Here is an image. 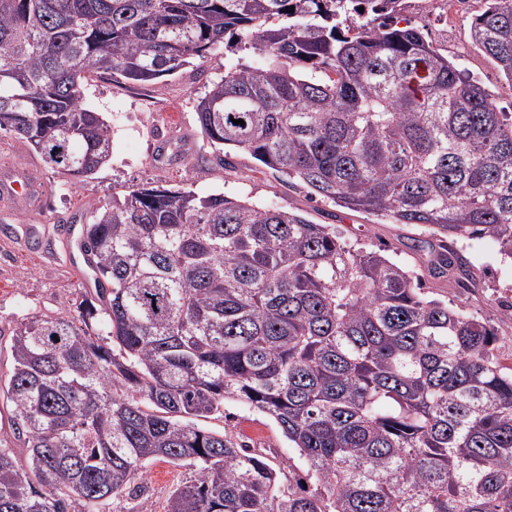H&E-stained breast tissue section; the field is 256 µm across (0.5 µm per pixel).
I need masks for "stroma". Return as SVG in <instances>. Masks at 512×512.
Masks as SVG:
<instances>
[{
    "instance_id": "1",
    "label": "stroma",
    "mask_w": 512,
    "mask_h": 512,
    "mask_svg": "<svg viewBox=\"0 0 512 512\" xmlns=\"http://www.w3.org/2000/svg\"><path fill=\"white\" fill-rule=\"evenodd\" d=\"M484 6V0H403L400 16L491 90L502 111L512 113V84L471 40V22ZM240 61L256 65L260 59L249 50L223 47L148 83L89 74L84 105L102 113L110 125L112 157L81 182L55 175L25 141L0 134V181H18L29 173L42 187L34 209L0 198V370L11 364L7 348L21 322L66 314L85 290L69 255L66 227L85 223L91 211L111 203L113 193L158 185L291 209L315 223L332 225L347 243L384 251L420 277L431 297L496 325L499 355L504 365L512 366V320L503 319L498 304L499 297L512 299V261L501 257L494 240L457 243L478 283L476 291L467 292L430 277L420 228L312 198L303 185L277 177L249 157L233 152L223 156L210 146L197 120V100L223 77L225 64ZM224 412V417L207 420V427L227 431L251 447L270 449L273 466L284 468L294 460L293 449L269 418L233 403L225 404ZM191 476L187 468L151 464L147 478L152 512H166L170 493Z\"/></svg>"
}]
</instances>
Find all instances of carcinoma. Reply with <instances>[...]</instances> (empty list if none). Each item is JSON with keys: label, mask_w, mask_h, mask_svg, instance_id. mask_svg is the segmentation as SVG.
<instances>
[{"label": "carcinoma", "mask_w": 512, "mask_h": 512, "mask_svg": "<svg viewBox=\"0 0 512 512\" xmlns=\"http://www.w3.org/2000/svg\"><path fill=\"white\" fill-rule=\"evenodd\" d=\"M401 2L0 0V134L78 180L112 150L87 74L146 83L240 44L262 63L199 98L205 139L423 229L430 276L465 289L447 240L512 258V116L399 26ZM471 38L512 84V0H488ZM83 248L105 285L22 323L0 374L28 452L0 443V512L145 504L155 461L194 471L166 512H512L498 329L405 266L295 211L160 186L92 212ZM227 403L271 418L300 465L199 425Z\"/></svg>", "instance_id": "1"}]
</instances>
